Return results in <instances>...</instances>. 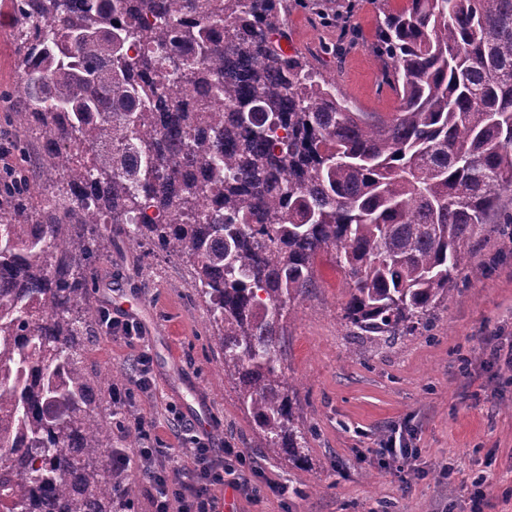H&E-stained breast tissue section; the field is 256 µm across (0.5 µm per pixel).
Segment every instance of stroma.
Returning a JSON list of instances; mask_svg holds the SVG:
<instances>
[{
	"label": "stroma",
	"mask_w": 512,
	"mask_h": 512,
	"mask_svg": "<svg viewBox=\"0 0 512 512\" xmlns=\"http://www.w3.org/2000/svg\"><path fill=\"white\" fill-rule=\"evenodd\" d=\"M351 22L359 41L324 70L361 111L392 114L400 101L380 89L369 49L380 23L371 0H356ZM284 23L281 46L289 52L313 55L336 36L312 11L289 12ZM97 267L94 305L107 318L134 321L143 339L130 347L99 326L86 343L88 373L113 372L121 386L134 376L139 352L150 359L151 398L123 411L108 399L99 407L115 447H126L131 419L142 413L156 425L149 447L184 455L200 437L213 448L242 449L262 481L287 491L216 488L234 512H469L477 488L483 512H512V371L489 365L485 351L487 337L512 342V249L498 234L481 240L430 335L390 348L344 326L342 275L330 256L318 257L316 286L284 318L280 338L295 416L311 431L299 466L264 457L238 388L224 376L188 263L147 253L116 232ZM396 428L416 450L402 473L375 452Z\"/></svg>",
	"instance_id": "1"
}]
</instances>
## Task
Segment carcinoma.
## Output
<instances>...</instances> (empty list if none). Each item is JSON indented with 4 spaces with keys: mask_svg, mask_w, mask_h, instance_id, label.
<instances>
[{
    "mask_svg": "<svg viewBox=\"0 0 512 512\" xmlns=\"http://www.w3.org/2000/svg\"><path fill=\"white\" fill-rule=\"evenodd\" d=\"M371 45L399 111L377 122L279 17L307 0H11L19 103L44 196L0 172V512H118L96 413L113 375L85 339L102 247L120 224L192 266L224 376L270 460L307 461L278 336L331 255L344 325L378 347L430 327L477 238L512 226V0H410ZM337 27L327 50L355 44Z\"/></svg>",
    "mask_w": 512,
    "mask_h": 512,
    "instance_id": "obj_1",
    "label": "carcinoma"
}]
</instances>
